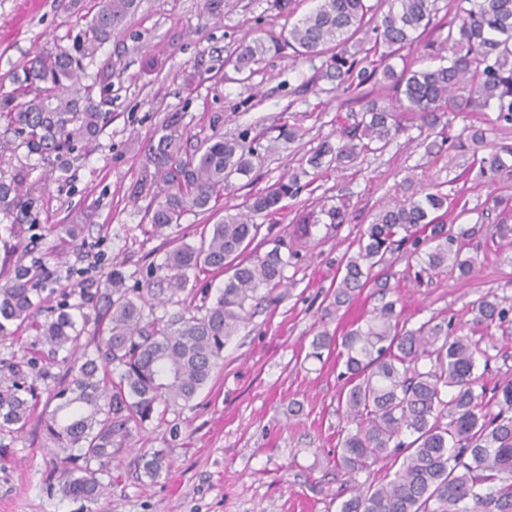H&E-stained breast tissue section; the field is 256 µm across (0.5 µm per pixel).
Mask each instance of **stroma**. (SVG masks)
Instances as JSON below:
<instances>
[{
	"label": "stroma",
	"mask_w": 512,
	"mask_h": 512,
	"mask_svg": "<svg viewBox=\"0 0 512 512\" xmlns=\"http://www.w3.org/2000/svg\"><path fill=\"white\" fill-rule=\"evenodd\" d=\"M94 0H0V90L11 91L36 52L71 47L76 15L92 16ZM318 0H223L207 14L204 0H140L111 39L87 60L88 79L111 88L109 122L91 148L72 154L64 176L54 160L18 150L0 157V175L24 171L33 190L25 209L0 210V280L16 264L46 259L49 274L41 296L52 310H72L83 299L70 286L86 274L95 292L112 266H121L132 288L146 287L150 270L162 263L166 240L192 246L203 225L243 211L249 199L278 179L300 174L301 189L276 214L256 216L265 248L288 239L296 213L345 202L348 219L339 226L321 217L309 247L286 267L275 302H262L226 344L209 381L185 408L167 411L134 431L114 455L102 480L106 495L86 502L49 493L53 453L41 418L55 403L50 392L65 370L39 344L34 328L0 337V375L20 358L36 388L34 413L18 432L0 434V512H336L344 478L336 466L338 435L345 422L338 406L342 381L335 357L310 358L321 327L335 329L369 316L382 299L397 301L409 326L431 321L465 322L474 303L488 293L512 307V246L493 238V219L480 218L487 199L512 197V167L493 183L463 180L467 153L454 148L469 125L489 127L493 111L471 112L432 132L441 150L427 154L417 127L385 149L368 153L342 169L309 167L323 142L337 144V120L346 116L349 92L337 88L329 56L309 58L283 40ZM281 42L250 69L232 65L242 44ZM423 43L385 58L370 52L368 66L413 68L444 64ZM181 115L191 142L220 132L246 137L257 155L249 177L237 179L217 208L186 212L179 225L157 237L149 208L160 182L152 148L172 115ZM299 131L283 140V129ZM463 193V224H481L466 245L475 260L470 278L445 270L416 279L410 246L389 255L382 276L387 294L367 288L344 310L325 314L339 268L356 249L362 228L390 203L405 199L407 187ZM81 215L73 238L63 224ZM474 339L492 357L483 380L512 375V325L476 329ZM163 451L171 463L156 480L141 476L139 457Z\"/></svg>",
	"instance_id": "obj_1"
}]
</instances>
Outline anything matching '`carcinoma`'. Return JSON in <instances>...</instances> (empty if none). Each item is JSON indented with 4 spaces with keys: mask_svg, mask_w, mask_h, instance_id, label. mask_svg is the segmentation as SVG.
Listing matches in <instances>:
<instances>
[{
    "mask_svg": "<svg viewBox=\"0 0 512 512\" xmlns=\"http://www.w3.org/2000/svg\"><path fill=\"white\" fill-rule=\"evenodd\" d=\"M438 0H390L388 11L367 0H320L318 7L288 31V45L307 57L331 50L336 79L353 90L366 85L387 88L395 98L360 95V120L340 131L338 145L318 149L309 165L338 168L384 149L403 131L402 118L435 128L439 112H481L494 108L495 126H512V0H448V22L434 23ZM137 7V0H97V11L73 36L68 49L43 50L13 75L16 84L0 96V121L5 131L0 151L25 148L27 154L59 161L65 171L69 155L92 145L109 113L94 97L95 84L82 83L84 61L112 37V32ZM447 33H442V30ZM374 36L393 54L426 40L425 46L451 54L450 64L400 72L363 66L348 44L359 34ZM270 51L256 41L242 48L233 65L243 71ZM174 117L155 148V160L165 169L164 200L151 217L156 233L180 223L192 209H208L224 196L234 175L252 170L255 150L246 139L214 136L194 152L186 151ZM457 147L471 151L469 169L488 182L508 167L512 146L488 141L487 130L468 126ZM298 176L279 180L256 195L248 214H227L219 224L203 226L200 245L174 244L156 267L160 276L152 288H129L123 271L112 269L104 288L91 296L93 309L105 328L92 334L94 352L81 342L90 315L62 310L38 321L42 300L34 281L45 264H18L0 283V335L22 327L36 328L40 341L66 366L68 380L52 391L57 406L44 417L43 431L55 445V474L49 489L66 498L95 502L105 495L101 479L112 455L164 412L188 405L208 382L222 357L224 345L247 320L254 301L273 300L282 286L285 268L299 255L298 243L313 236L319 219L313 211L298 215L288 243L262 253L250 245L261 225L259 214H275L294 195ZM30 187L19 171L0 177V207L24 205ZM492 210L504 214L495 235L512 244V208L494 198ZM466 206L440 192L412 195L381 209L361 230L357 251L344 265L328 312H338L369 286L387 287L381 278L386 256L404 243L413 246L417 278L452 266L471 274L474 260L464 253L479 229L452 227L443 221L447 209ZM231 271L215 302L195 305L164 325L154 309L187 291L188 271ZM266 294H259L260 290ZM472 323L485 330L512 324V307L493 294L472 306ZM463 325L425 322L409 328L397 301L374 308L364 322L341 332L319 331L309 356L321 359L337 350L344 380L338 404L346 426L340 430L337 466L352 483V495L337 512H512V377L487 388L476 375L479 359L489 367L492 356L462 333ZM120 370L119 379L112 378ZM22 363L0 376V431L24 428L31 414ZM145 477L154 481L169 468L162 451L140 458ZM389 474L378 482L373 467ZM366 474L358 481L357 476Z\"/></svg>",
    "mask_w": 512,
    "mask_h": 512,
    "instance_id": "carcinoma-1",
    "label": "carcinoma"
}]
</instances>
